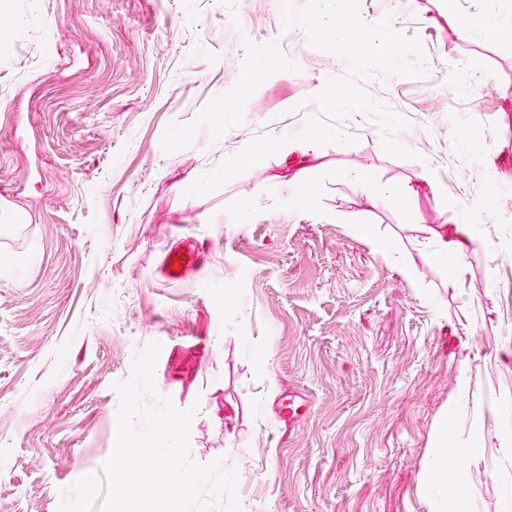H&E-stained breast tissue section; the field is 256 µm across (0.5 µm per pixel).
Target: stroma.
Here are the masks:
<instances>
[{
    "instance_id": "1",
    "label": "stroma",
    "mask_w": 512,
    "mask_h": 512,
    "mask_svg": "<svg viewBox=\"0 0 512 512\" xmlns=\"http://www.w3.org/2000/svg\"><path fill=\"white\" fill-rule=\"evenodd\" d=\"M282 4L0 12V512H58L101 472L114 384L151 341L158 392L199 408L191 458L236 469L243 512H431L421 484L443 425L478 449L448 459L476 512H500L512 458L483 407L512 392V0H361L367 22L391 15L427 49L426 78L362 83L408 120L395 138L417 159L385 154L358 115L359 143L319 147L303 172L277 153L186 196L253 137L299 132L294 105L345 73L284 30ZM452 14L496 25L463 38ZM408 184L411 207L369 198ZM469 223L488 246L454 278L425 245ZM192 241L205 262L167 283L165 253ZM462 372L468 406L451 415ZM295 393L310 409L292 426Z\"/></svg>"
}]
</instances>
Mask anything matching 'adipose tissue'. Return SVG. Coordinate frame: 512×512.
<instances>
[{
	"label": "adipose tissue",
	"mask_w": 512,
	"mask_h": 512,
	"mask_svg": "<svg viewBox=\"0 0 512 512\" xmlns=\"http://www.w3.org/2000/svg\"><path fill=\"white\" fill-rule=\"evenodd\" d=\"M433 238L430 257L453 271L461 270L468 252L481 244L465 227L434 232ZM471 451L468 441L449 438L447 427L438 429L430 455L432 473L424 485V493L434 505L433 512H475L466 481L448 472L449 453L467 455Z\"/></svg>",
	"instance_id": "obj_1"
}]
</instances>
